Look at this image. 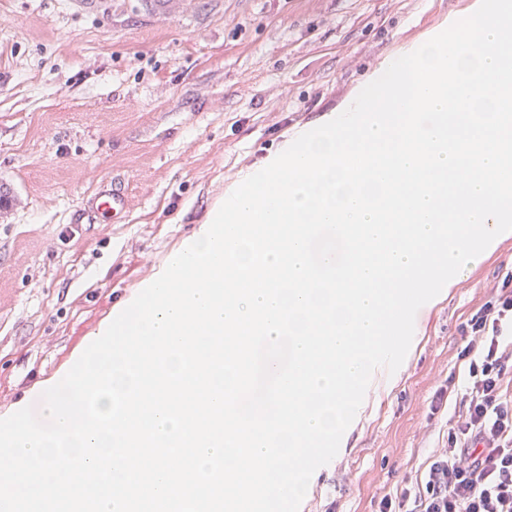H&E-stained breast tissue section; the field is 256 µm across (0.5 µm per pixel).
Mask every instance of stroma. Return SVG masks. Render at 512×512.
<instances>
[{
  "mask_svg": "<svg viewBox=\"0 0 512 512\" xmlns=\"http://www.w3.org/2000/svg\"><path fill=\"white\" fill-rule=\"evenodd\" d=\"M102 2L0 0V416L70 365L227 186L469 0H187L166 17ZM114 180L122 224L86 205ZM510 272L512 237L419 309L403 364L371 384L300 512H376L446 448L461 326Z\"/></svg>",
  "mask_w": 512,
  "mask_h": 512,
  "instance_id": "1",
  "label": "stroma"
}]
</instances>
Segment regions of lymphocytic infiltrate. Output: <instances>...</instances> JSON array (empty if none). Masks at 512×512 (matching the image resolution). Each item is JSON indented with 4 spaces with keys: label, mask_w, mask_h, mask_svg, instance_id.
I'll use <instances>...</instances> for the list:
<instances>
[{
    "label": "lymphocytic infiltrate",
    "mask_w": 512,
    "mask_h": 512,
    "mask_svg": "<svg viewBox=\"0 0 512 512\" xmlns=\"http://www.w3.org/2000/svg\"><path fill=\"white\" fill-rule=\"evenodd\" d=\"M466 329L469 384L448 448L377 512H512V274Z\"/></svg>",
    "instance_id": "f902f5d3"
}]
</instances>
